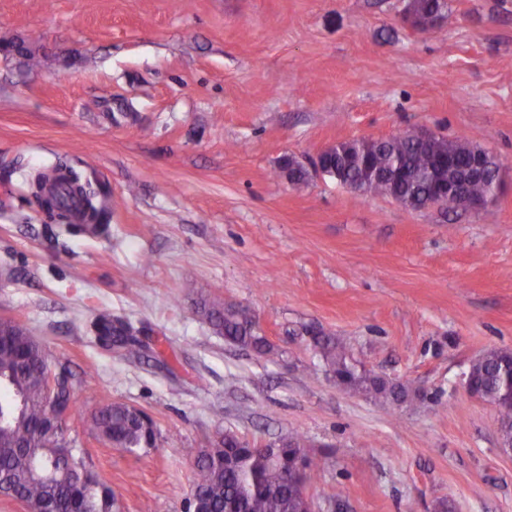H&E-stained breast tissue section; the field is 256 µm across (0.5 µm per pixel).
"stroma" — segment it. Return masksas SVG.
Listing matches in <instances>:
<instances>
[{"label": "stroma", "mask_w": 512, "mask_h": 512, "mask_svg": "<svg viewBox=\"0 0 512 512\" xmlns=\"http://www.w3.org/2000/svg\"><path fill=\"white\" fill-rule=\"evenodd\" d=\"M408 0H0V317L74 375L68 438L120 512H186L187 451L230 429L298 433L321 460L308 493L342 512H512V451L464 375L512 350V0H447L436 29ZM424 126L492 150L496 200L411 210L311 174L341 141ZM64 166L108 192V232L43 211L26 176ZM248 308L276 353L225 343L197 294ZM160 352L102 347L96 312ZM374 374L424 387L401 410L342 388L305 330ZM119 401L153 448L100 441ZM1 50L8 52L6 56L20 58L21 63L26 67L37 66L39 63L38 48L19 36L0 34V51ZM96 437L126 452L155 447L156 429L141 410L124 403L111 402L92 415Z\"/></svg>", "instance_id": "1"}]
</instances>
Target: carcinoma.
<instances>
[{"mask_svg": "<svg viewBox=\"0 0 512 512\" xmlns=\"http://www.w3.org/2000/svg\"><path fill=\"white\" fill-rule=\"evenodd\" d=\"M447 8V0H410L406 12L415 28L424 32L436 25ZM18 57L26 67L39 63L38 48L19 36L0 34V51ZM477 146L466 140L438 137L419 140L418 132L407 130L386 139H363L339 143L326 155L324 164L334 168L331 177L357 193L363 186V169L378 172L379 179L367 186V193L388 195L406 207L419 210L434 198L427 176L436 159L452 154L455 166L448 179L462 174ZM62 192L51 196L55 208L69 214L65 196L76 192L83 205L101 224L108 221L103 191L86 190L73 180L57 179ZM198 309L213 330L230 345L259 355L272 353L267 337L247 320L244 310L202 299ZM96 327L112 334L114 324L123 330L131 325L106 312L95 318ZM312 343L327 371L338 376L346 388L399 408L421 401L411 383L389 386L375 383L372 374L354 358L346 345L321 331L312 333ZM116 347L138 357L146 344L136 335L117 337ZM52 366L49 354L32 336L29 328L11 319L0 320V494L21 501L26 512H79L82 505L91 512H117L112 488L86 467L76 449L61 435L36 432L35 425L46 416L45 374ZM475 378L484 397L498 408L500 436L512 441V350L491 349L472 362ZM72 373L60 369V401L69 399ZM96 437L114 448L134 453L152 448L156 429L141 410L111 402L92 415ZM195 470L188 512H308L301 488L320 469V460L300 434L289 436V446L263 450L231 430L216 435L203 448H191ZM300 455L307 471L297 475L289 466L290 457Z\"/></svg>", "mask_w": 512, "mask_h": 512, "instance_id": "obj_1", "label": "carcinoma"}]
</instances>
